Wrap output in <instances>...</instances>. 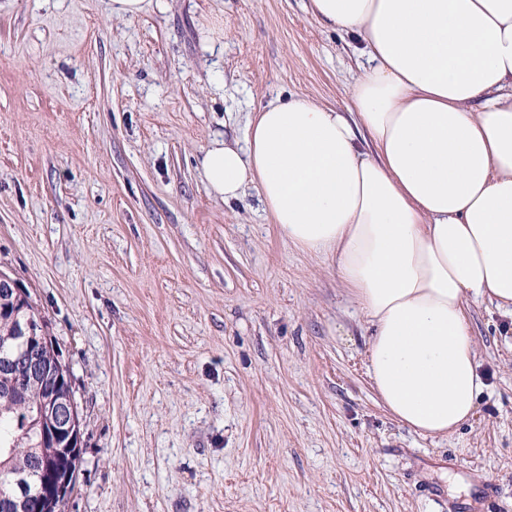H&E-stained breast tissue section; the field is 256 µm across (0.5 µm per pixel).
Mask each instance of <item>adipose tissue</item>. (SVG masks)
Returning a JSON list of instances; mask_svg holds the SVG:
<instances>
[{"label": "adipose tissue", "mask_w": 512, "mask_h": 512, "mask_svg": "<svg viewBox=\"0 0 512 512\" xmlns=\"http://www.w3.org/2000/svg\"><path fill=\"white\" fill-rule=\"evenodd\" d=\"M358 37L343 112L294 95L200 161L255 190L281 236L332 259L364 314L368 374L400 424L445 438L484 382L468 299L512 306V0H309Z\"/></svg>", "instance_id": "adipose-tissue-1"}]
</instances>
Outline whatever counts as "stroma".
<instances>
[{"mask_svg": "<svg viewBox=\"0 0 512 512\" xmlns=\"http://www.w3.org/2000/svg\"><path fill=\"white\" fill-rule=\"evenodd\" d=\"M308 2L0 0V271L83 416L64 512H512V309L468 300L486 386L422 436L333 261L206 187L202 152L268 104L349 105L358 42Z\"/></svg>", "mask_w": 512, "mask_h": 512, "instance_id": "35a3bbf8", "label": "stroma"}]
</instances>
